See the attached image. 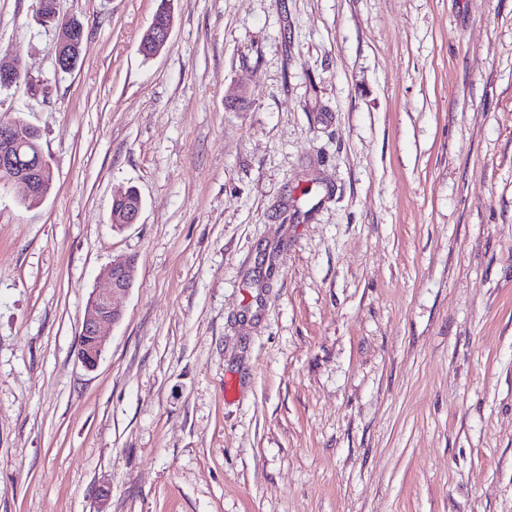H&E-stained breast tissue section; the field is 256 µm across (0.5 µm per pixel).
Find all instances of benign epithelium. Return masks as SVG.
<instances>
[{
	"label": "benign epithelium",
	"instance_id": "1",
	"mask_svg": "<svg viewBox=\"0 0 512 512\" xmlns=\"http://www.w3.org/2000/svg\"><path fill=\"white\" fill-rule=\"evenodd\" d=\"M172 27L151 22L145 31V36L153 47L152 55H157L167 45ZM72 41L65 30L59 31L55 44L57 66L68 71L72 69L74 60L70 58L69 46ZM21 130L20 120L9 123L0 122V173L4 187L14 192L18 197H37L42 201L47 194L41 189L53 183L52 167L42 149L30 160H24L16 149V140ZM109 282V288L95 291L89 296L81 331L76 345V355L82 365L93 370L97 368L105 351L104 327L116 325L123 318L122 309L115 299L128 293L135 281V262L127 256H119L112 260L103 272Z\"/></svg>",
	"mask_w": 512,
	"mask_h": 512
}]
</instances>
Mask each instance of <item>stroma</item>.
I'll use <instances>...</instances> for the list:
<instances>
[{
    "mask_svg": "<svg viewBox=\"0 0 512 512\" xmlns=\"http://www.w3.org/2000/svg\"><path fill=\"white\" fill-rule=\"evenodd\" d=\"M158 4L58 0L63 72L0 0L54 176L0 189V512H512V0H173L147 58ZM137 198V190L134 187H126L125 194L119 199H113L110 207V215L117 209H126L120 216H118V224L121 227H125L131 224H136L139 221L142 211V200L140 197V203L137 207L128 208L132 202ZM112 224V228L118 227V224ZM103 275L109 282V288L105 292L95 291L89 296L76 345L77 358L88 370L97 368L105 351L104 327L114 326L123 318V311L115 299L133 287L134 259L127 256L114 258L104 269Z\"/></svg>",
    "mask_w": 512,
    "mask_h": 512,
    "instance_id": "1",
    "label": "stroma"
}]
</instances>
